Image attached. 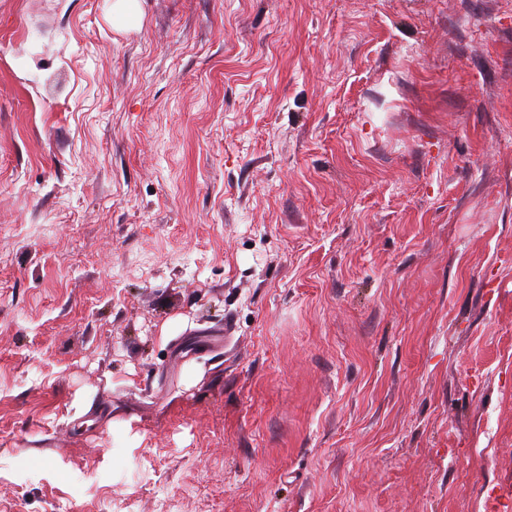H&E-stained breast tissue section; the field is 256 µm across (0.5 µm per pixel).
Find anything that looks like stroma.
<instances>
[{
    "label": "stroma",
    "mask_w": 512,
    "mask_h": 512,
    "mask_svg": "<svg viewBox=\"0 0 512 512\" xmlns=\"http://www.w3.org/2000/svg\"><path fill=\"white\" fill-rule=\"evenodd\" d=\"M0 0V512H490L512 486V0ZM143 0H113L112 28L118 32L139 29L143 20Z\"/></svg>",
    "instance_id": "obj_1"
}]
</instances>
